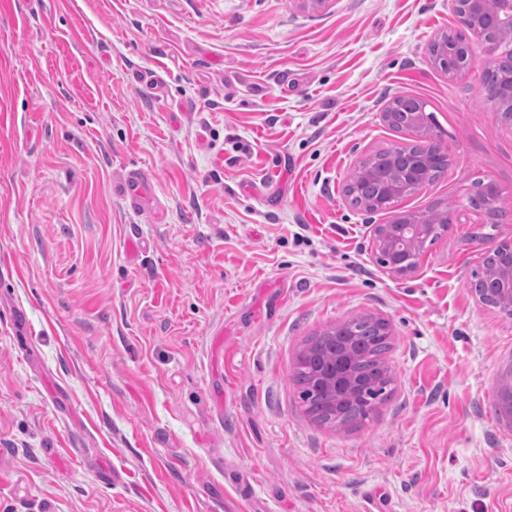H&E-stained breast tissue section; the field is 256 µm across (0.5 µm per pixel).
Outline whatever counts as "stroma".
<instances>
[{
  "label": "stroma",
  "mask_w": 512,
  "mask_h": 512,
  "mask_svg": "<svg viewBox=\"0 0 512 512\" xmlns=\"http://www.w3.org/2000/svg\"><path fill=\"white\" fill-rule=\"evenodd\" d=\"M461 27L451 0H0V512H512V316L469 287L468 202H512V126L429 58ZM399 96L450 164L368 213L343 188L413 143ZM447 206L414 272L378 263L375 225ZM360 314L393 393L339 430L293 376ZM145 187L146 182L142 175L133 173L127 176L122 186L121 193L131 211H140L144 198ZM486 185L491 193H495L497 202L500 201L501 191L496 186V184H494L493 182H488L486 183ZM469 200L471 206L476 210H484L488 215H490L493 218H500L503 216L502 213H500L498 207L495 205V197L491 194L477 191L469 197ZM506 219L507 218L503 216V221H506ZM495 401L499 406L500 419L509 429H512V363L500 372L496 387Z\"/></svg>",
  "instance_id": "obj_1"
}]
</instances>
